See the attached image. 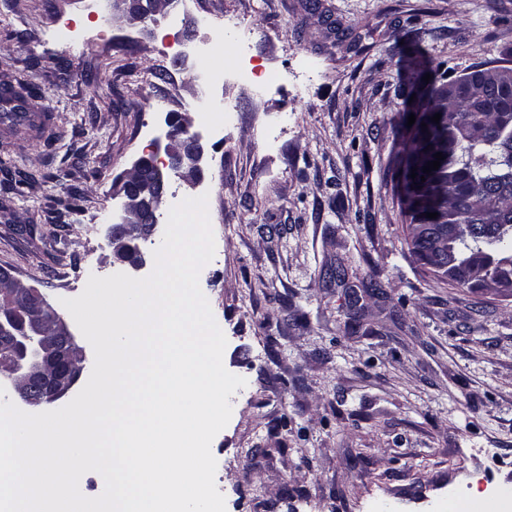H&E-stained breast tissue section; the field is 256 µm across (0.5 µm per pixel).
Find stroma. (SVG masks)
Wrapping results in <instances>:
<instances>
[{
	"label": "stroma",
	"instance_id": "1",
	"mask_svg": "<svg viewBox=\"0 0 512 512\" xmlns=\"http://www.w3.org/2000/svg\"><path fill=\"white\" fill-rule=\"evenodd\" d=\"M406 44L451 80L512 68V0H173L134 26L112 0H0V83H32L47 119L0 125V267L53 307L75 269L123 272L113 182L166 117L208 145L159 213L208 197L199 285L246 381L211 445L226 512H448L512 488V295L426 275L392 190Z\"/></svg>",
	"mask_w": 512,
	"mask_h": 512
}]
</instances>
